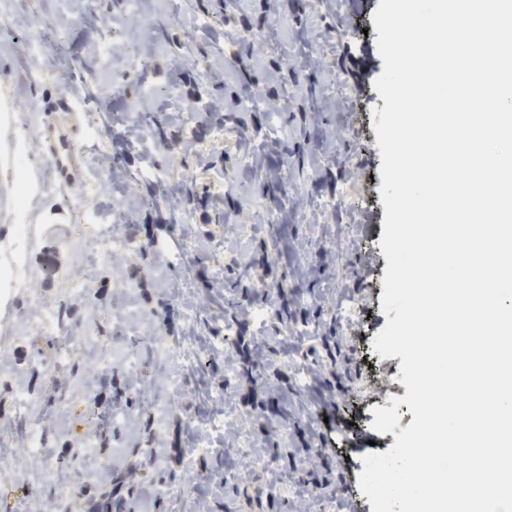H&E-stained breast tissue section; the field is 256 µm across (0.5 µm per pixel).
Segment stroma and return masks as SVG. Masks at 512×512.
Returning a JSON list of instances; mask_svg holds the SVG:
<instances>
[{
    "label": "stroma",
    "mask_w": 512,
    "mask_h": 512,
    "mask_svg": "<svg viewBox=\"0 0 512 512\" xmlns=\"http://www.w3.org/2000/svg\"><path fill=\"white\" fill-rule=\"evenodd\" d=\"M268 2L141 0L137 21L126 0L90 7L85 0H16L12 13H0V99L11 101L14 144L54 167L42 139L44 100L72 88L102 105L97 131L83 126L73 137L84 170L78 184L52 177L50 191L33 189L17 213L0 169V230L35 226L31 283L46 304L68 309L73 339L64 360L56 336L34 320L0 315V350L8 353L0 367V427L7 431L0 485L12 487L14 512H52L61 483L73 485L80 502L89 500L74 470L35 479L28 424L15 413L20 384L42 407L45 451L59 457L94 435L92 485L104 492L121 485L126 512H172L162 490L178 483L190 487L182 512H296V494L271 487V471L237 456L241 434L264 454H288L296 468L327 475L329 485L314 494L331 499L336 512H372L359 488L362 458L396 441L394 433L372 429L373 410L407 393L400 357L373 349L387 323L382 159L372 114L385 105L373 85L383 71L373 21L380 0H278L281 23L272 38L265 35ZM103 16L125 20L124 50L105 52L95 33ZM343 23L362 24L364 36L345 37ZM40 39L59 40L61 52L32 86L24 76L26 43ZM249 94L256 103L247 109L241 101ZM109 166L123 172L122 182L103 181ZM270 168L280 169L285 189L297 190L300 211L263 200ZM231 175L239 184L228 193ZM163 185L196 191L201 202H168ZM349 185L369 196V205L324 210ZM264 211L279 214V223L260 221ZM98 223L129 240L125 261L100 259L92 238L73 234L74 225ZM229 237L235 247H226ZM50 246L59 249L61 265L48 280L36 258ZM220 276L237 279L239 289H215ZM117 280L126 290L114 288ZM77 282L86 285L85 296L72 294ZM245 288L273 307L301 304L304 294L310 301L295 326L270 330L242 299ZM349 299L360 302L362 315L347 327L336 311ZM229 315L242 350L258 337L268 340L273 356L264 367L274 388L225 383L217 357L189 370V388L157 413L151 402L166 391V370L151 350L126 348L127 339L159 336L198 347ZM91 324L99 330L90 339ZM104 352L112 363L102 367ZM290 355L323 371L328 388L313 380L299 388L284 362ZM223 385L224 406L209 397ZM223 408L238 417V433L214 435L219 455L186 469L183 450L195 436L186 414L205 418ZM144 448L157 450L160 468L144 467Z\"/></svg>",
    "instance_id": "1"
}]
</instances>
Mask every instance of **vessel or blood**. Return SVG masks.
I'll return each instance as SVG.
<instances>
[{"label":"vessel or blood","mask_w":512,"mask_h":512,"mask_svg":"<svg viewBox=\"0 0 512 512\" xmlns=\"http://www.w3.org/2000/svg\"><path fill=\"white\" fill-rule=\"evenodd\" d=\"M48 114L44 134L53 151L59 173L64 181L74 183L82 176V166L71 149L73 123L81 116V104L71 98L61 102L46 101Z\"/></svg>","instance_id":"vessel-or-blood-1"}]
</instances>
